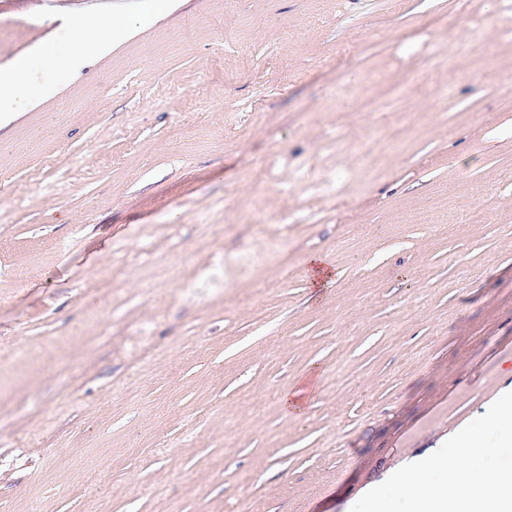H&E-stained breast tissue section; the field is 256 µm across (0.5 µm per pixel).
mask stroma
<instances>
[{
    "label": "stroma",
    "instance_id": "obj_1",
    "mask_svg": "<svg viewBox=\"0 0 512 512\" xmlns=\"http://www.w3.org/2000/svg\"><path fill=\"white\" fill-rule=\"evenodd\" d=\"M498 5L180 0L0 128V512H350L512 392ZM309 282L316 292L323 291L335 283L336 275L333 268L327 264L324 257L312 255L307 259Z\"/></svg>",
    "mask_w": 512,
    "mask_h": 512
}]
</instances>
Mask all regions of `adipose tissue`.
<instances>
[{
  "instance_id": "ef3b65f1",
  "label": "adipose tissue",
  "mask_w": 512,
  "mask_h": 512,
  "mask_svg": "<svg viewBox=\"0 0 512 512\" xmlns=\"http://www.w3.org/2000/svg\"><path fill=\"white\" fill-rule=\"evenodd\" d=\"M175 6L176 0H146L142 6L118 0L106 12L70 13L63 48L41 45L0 67V125L11 122L17 113L51 93L52 82L38 79L43 66L65 74L76 72L93 57L105 53L112 43L153 24Z\"/></svg>"
}]
</instances>
